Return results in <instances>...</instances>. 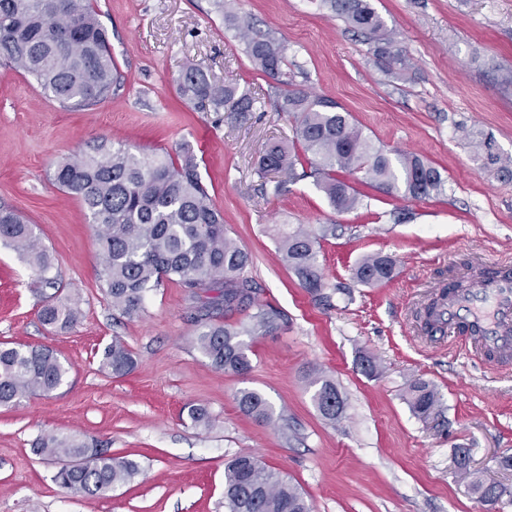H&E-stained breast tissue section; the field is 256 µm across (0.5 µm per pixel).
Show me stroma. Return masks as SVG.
I'll return each instance as SVG.
<instances>
[{"instance_id": "35a3bbf8", "label": "stroma", "mask_w": 512, "mask_h": 512, "mask_svg": "<svg viewBox=\"0 0 512 512\" xmlns=\"http://www.w3.org/2000/svg\"><path fill=\"white\" fill-rule=\"evenodd\" d=\"M413 68L399 81L377 64L361 36L320 0H233L255 31L288 44L294 87L336 101L375 146L437 167L443 194L413 200L349 175L358 207L334 210L314 178L264 193L266 145L293 136V116L276 111L277 83L254 69L245 45L210 0H96L121 87L95 106L66 110L27 77L0 68V206L21 214L55 259L64 293L82 315L68 331L42 325L50 290L12 249L0 246V343L45 346L68 369L65 384L0 408V512H225L224 466L257 456L297 486L313 512H485L455 451L506 486L496 512H512V368L482 367L446 336L423 328L426 307L483 258L512 261V176L485 167L461 130L492 136L512 156V0H372ZM231 83L253 111L216 112L185 103L187 66ZM133 152L196 156L228 235L253 257L260 303L283 320L271 336L248 337L251 370L215 369L194 342L193 303L165 283L144 310L114 312L103 290L97 231L81 202L51 183L55 164L100 140ZM319 231V263L330 305L314 301L282 262L270 230ZM395 259L394 278L367 286L353 277L370 254ZM123 342L135 358L127 375L102 366ZM376 358L377 376L362 356ZM335 382L343 418L319 413L309 368ZM422 379L440 398L439 422L422 421L405 400ZM264 395L278 421L243 415L238 392ZM202 404L212 427L193 426L186 405ZM77 434L138 461L133 481L97 496L55 481L59 463L36 455L47 434Z\"/></svg>"}]
</instances>
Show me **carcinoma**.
<instances>
[{
    "label": "carcinoma",
    "mask_w": 512,
    "mask_h": 512,
    "mask_svg": "<svg viewBox=\"0 0 512 512\" xmlns=\"http://www.w3.org/2000/svg\"><path fill=\"white\" fill-rule=\"evenodd\" d=\"M336 16L360 33L369 50L384 67L400 76L412 69L399 42L391 36L371 0H322ZM214 9L246 45L247 53L262 73L283 86L276 111L296 116L291 145L271 144L259 162L264 173L278 176L273 192L284 179L308 174L339 212L358 204L355 189L337 173L364 172L386 194L400 192L412 199L441 193L445 179L438 168L414 154L391 157L339 110L335 101L293 87L283 70L287 56L284 42L250 35V26L235 14H224V0H213ZM0 66L33 80L44 94L64 109H81L106 99L120 83L112 47L94 0H0ZM178 93L187 102L210 105L214 111L250 112L253 99L233 84L210 80L190 68L178 80ZM482 153L484 164L512 175V157L501 155L492 138L464 132ZM309 162L311 171L296 173ZM53 184L78 199L98 226L102 278L112 308L132 318L139 314L147 290L170 281L185 288L197 301L191 319L195 343L212 366L244 374L251 368L245 336H269L280 328L281 316L273 307L256 301L257 284L247 275L249 252L227 235L224 215L216 208L202 182L199 164L190 149L177 157L114 148L102 140L89 151L57 163ZM335 231L328 224L317 235L303 225L276 224L273 236L283 263L294 272L299 285L316 300L325 299L324 275L318 259L319 240ZM0 243L18 253L47 287L54 289L39 312L43 325L54 330L74 326L80 310L59 300L60 285L53 261L34 229L21 215L0 207ZM396 262L380 254L364 257L355 268V279L365 285L393 278ZM217 289L201 299L200 292ZM248 313V323L234 327L223 317ZM112 375L121 377L135 365L130 350L115 341L103 355ZM308 377L320 383L314 401L329 422L342 418L345 404L329 379L310 369ZM67 378V369L47 347L0 346V407H8L31 394L49 395ZM407 403L416 416L427 420L441 415L436 390L424 381L411 383ZM240 410L259 422L274 421L268 400L257 391L239 392ZM187 416L196 425L214 420L202 404L188 406ZM36 452L63 462L55 481L63 488L97 496L132 481L140 474L136 460L114 457L78 435L45 434ZM474 493L484 502L501 497L505 488L476 478ZM224 505L228 512H312L302 492L280 472L258 458L242 454L224 468Z\"/></svg>",
    "instance_id": "obj_1"
}]
</instances>
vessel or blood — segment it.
I'll use <instances>...</instances> for the list:
<instances>
[{"label": "vessel or blood", "instance_id": "obj_1", "mask_svg": "<svg viewBox=\"0 0 512 512\" xmlns=\"http://www.w3.org/2000/svg\"><path fill=\"white\" fill-rule=\"evenodd\" d=\"M427 328L473 341L488 356L512 358V264L482 262L467 285L449 289Z\"/></svg>", "mask_w": 512, "mask_h": 512}]
</instances>
